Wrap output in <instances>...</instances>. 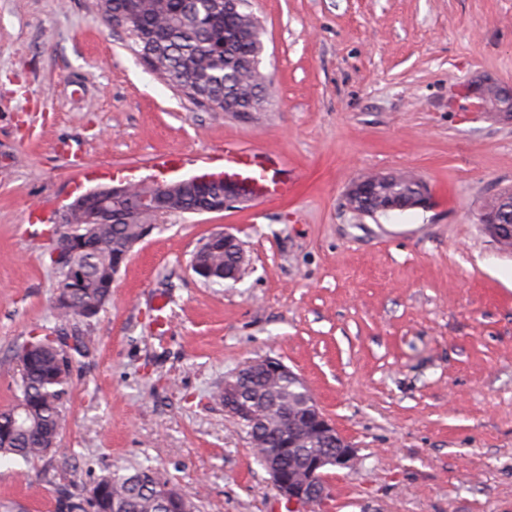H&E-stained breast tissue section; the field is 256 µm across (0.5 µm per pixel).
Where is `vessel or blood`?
<instances>
[{
    "label": "vessel or blood",
    "instance_id": "b4317fda",
    "mask_svg": "<svg viewBox=\"0 0 512 512\" xmlns=\"http://www.w3.org/2000/svg\"><path fill=\"white\" fill-rule=\"evenodd\" d=\"M224 174L249 180L260 197L282 198L288 194V182L281 176L277 163L260 154L240 148L225 150Z\"/></svg>",
    "mask_w": 512,
    "mask_h": 512
}]
</instances>
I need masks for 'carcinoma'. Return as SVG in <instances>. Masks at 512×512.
<instances>
[{
  "label": "carcinoma",
  "instance_id": "cac0c4a2",
  "mask_svg": "<svg viewBox=\"0 0 512 512\" xmlns=\"http://www.w3.org/2000/svg\"><path fill=\"white\" fill-rule=\"evenodd\" d=\"M102 19L112 27L117 11L127 8L126 0H102ZM133 30L126 34L128 46L150 41L161 49L165 71L162 79L173 89L203 107L205 102L232 95L245 101L263 84L264 76L251 69L263 48L262 27L252 13L242 9L224 10V0H136ZM349 206L364 215H386L384 199L374 196L361 201L347 199ZM86 213L72 210L68 215L65 241L72 248L90 246L79 259L81 272L56 266L57 286L71 289V303L55 307L62 322L95 317L109 301L113 263L128 245L142 238L143 228L155 222L148 212H129L125 222L85 223ZM231 255L224 241L206 244L199 258L198 276L206 284L224 282V265ZM91 337L65 332L35 334L19 346L15 358L20 365L16 401L0 411V457H18L26 462L41 459L58 447L63 427L62 404L71 385V368L85 356ZM280 407L297 423H304L306 400L294 387L280 386ZM255 443V452L279 449V463L287 471L320 447L315 439L297 438L284 449L279 438L262 425L243 422ZM181 492L158 477L149 467L132 474L113 473L98 479L88 495L70 494L58 503L59 512H180Z\"/></svg>",
  "mask_w": 512,
  "mask_h": 512
}]
</instances>
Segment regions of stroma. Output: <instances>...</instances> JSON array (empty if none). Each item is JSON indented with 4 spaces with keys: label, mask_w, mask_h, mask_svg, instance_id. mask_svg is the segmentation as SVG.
I'll list each match as a JSON object with an SVG mask.
<instances>
[{
    "label": "stroma",
    "mask_w": 512,
    "mask_h": 512,
    "mask_svg": "<svg viewBox=\"0 0 512 512\" xmlns=\"http://www.w3.org/2000/svg\"><path fill=\"white\" fill-rule=\"evenodd\" d=\"M269 104L211 112L149 72L96 0H0V409L18 346L84 332L56 452L0 458V504L56 512L97 478L156 469L199 512H286L218 394L277 358L357 451L298 512H512V250L479 222L512 188V122L475 111L512 84V0H248ZM282 154L293 192L172 214L132 251L89 321L62 323L50 233L100 185L170 182L161 154ZM402 170L426 208L351 211L348 185ZM44 208L40 223L30 208ZM238 280L190 268L213 232ZM467 94L479 100L480 105L487 107L489 112H497L512 121V85L490 80L475 82L467 89Z\"/></svg>",
    "instance_id": "stroma-1"
}]
</instances>
